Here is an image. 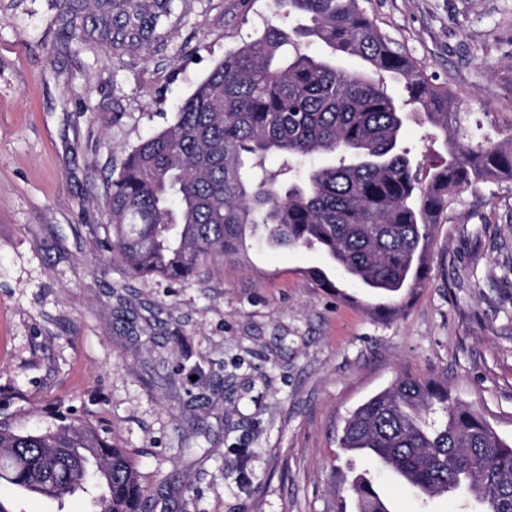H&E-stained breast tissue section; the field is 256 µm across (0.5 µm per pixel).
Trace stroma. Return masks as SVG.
Returning a JSON list of instances; mask_svg holds the SVG:
<instances>
[{"label":"stroma","mask_w":512,"mask_h":512,"mask_svg":"<svg viewBox=\"0 0 512 512\" xmlns=\"http://www.w3.org/2000/svg\"><path fill=\"white\" fill-rule=\"evenodd\" d=\"M489 133L512 130V0H360ZM97 0H0V414L57 408L126 450L146 512H331L368 465L347 416L396 377L447 383L512 441V181L461 187L422 287L384 320L362 289L305 272L315 250L257 245L184 283L131 276L102 249L108 181L173 123L224 56L277 19L276 0H169L138 39L72 23ZM205 393L209 404L189 406ZM18 512H92L9 484Z\"/></svg>","instance_id":"obj_1"}]
</instances>
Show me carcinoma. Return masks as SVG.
I'll return each instance as SVG.
<instances>
[{"label": "carcinoma", "instance_id": "cac0c4a2", "mask_svg": "<svg viewBox=\"0 0 512 512\" xmlns=\"http://www.w3.org/2000/svg\"><path fill=\"white\" fill-rule=\"evenodd\" d=\"M278 4L303 23L271 22L225 55L174 122L126 155L106 195L109 248L133 276L184 281L216 257H239L260 230L270 247L326 255L327 267L306 271L317 287L355 285L368 311L393 318L402 291L426 278L433 225L456 189L512 179V136L471 128L448 87L393 46L359 0ZM120 16L126 36L143 34L140 0H126ZM94 22L112 34V0ZM313 43L324 51H308ZM347 59L363 68L342 67ZM389 78L405 96L388 92ZM411 109L448 155L424 178L403 143ZM312 155L325 162L297 170ZM268 158L279 170L265 168ZM340 448L407 483L427 509L451 488L473 512H512V445L441 382L397 379L349 415ZM0 480L50 499L92 487L97 512H143L127 454L84 422L19 432L0 421ZM348 496L356 512H391L373 481L353 478Z\"/></svg>", "mask_w": 512, "mask_h": 512}]
</instances>
